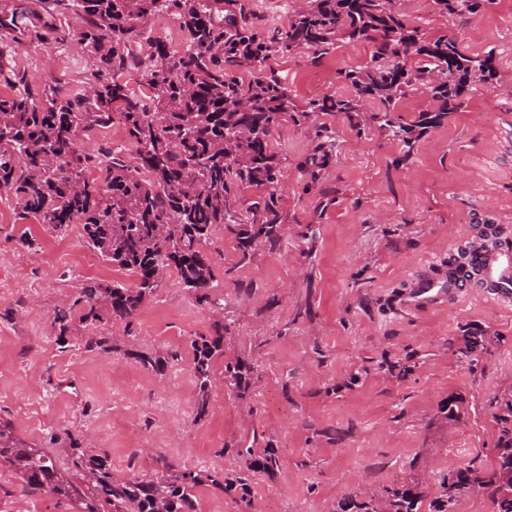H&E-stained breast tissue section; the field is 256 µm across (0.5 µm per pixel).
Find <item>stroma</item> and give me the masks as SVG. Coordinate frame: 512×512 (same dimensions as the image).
Listing matches in <instances>:
<instances>
[{
	"label": "stroma",
	"instance_id": "obj_1",
	"mask_svg": "<svg viewBox=\"0 0 512 512\" xmlns=\"http://www.w3.org/2000/svg\"><path fill=\"white\" fill-rule=\"evenodd\" d=\"M430 35L456 36L473 54L493 52L497 76L440 126L428 129L409 160L378 130L359 134L334 119L336 163L323 185L337 201L321 208L298 164L310 147L306 129L284 122L274 136L285 174L279 194L287 217L279 248H259L241 263L234 242L214 232L213 294L232 322L224 343L254 364L260 378L246 397L214 364L212 410L194 417V337L213 318L196 305L175 271L162 278L131 328L100 325L134 349H179L181 361L157 374L125 350L60 348L55 309L73 302L84 280L133 283L98 258L81 225L65 238L20 216L0 189V423L21 442L48 452L71 471L70 437L106 453L114 476L149 473L160 458L182 467L248 478L259 512H330L341 499L418 481L436 494L448 471L470 461L492 467L493 396L512 390V302L484 297L468 281L455 301L426 311L401 298L420 277L448 274L464 247L489 224L512 226V0L477 14L442 17L434 0H400ZM22 14V36L0 30V65L25 72L30 89L52 81L81 86L88 66L77 41L49 47L33 33L43 23L40 0H0ZM366 43H339L318 63L305 49L270 60L298 101L350 94L339 71L366 62ZM34 240L22 245L21 236ZM481 335L491 354L467 367L455 339ZM272 444L281 467L248 477L224 445ZM0 512H71L49 489L23 490L13 468L0 465Z\"/></svg>",
	"mask_w": 512,
	"mask_h": 512
}]
</instances>
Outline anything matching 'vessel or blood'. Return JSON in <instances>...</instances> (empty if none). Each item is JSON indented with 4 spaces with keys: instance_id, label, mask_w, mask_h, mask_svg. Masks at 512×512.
Wrapping results in <instances>:
<instances>
[{
    "instance_id": "vessel-or-blood-1",
    "label": "vessel or blood",
    "mask_w": 512,
    "mask_h": 512,
    "mask_svg": "<svg viewBox=\"0 0 512 512\" xmlns=\"http://www.w3.org/2000/svg\"><path fill=\"white\" fill-rule=\"evenodd\" d=\"M485 232L487 245L468 252L464 257V264L479 280L486 296L499 302L511 301L512 251L497 245L505 229L497 224L486 227ZM464 286V279L457 275L449 276L445 280L425 278L404 295L403 304L416 311L431 309L447 300L457 298Z\"/></svg>"
}]
</instances>
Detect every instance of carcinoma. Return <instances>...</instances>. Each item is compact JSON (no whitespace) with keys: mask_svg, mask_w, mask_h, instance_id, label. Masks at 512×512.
Returning <instances> with one entry per match:
<instances>
[{"mask_svg":"<svg viewBox=\"0 0 512 512\" xmlns=\"http://www.w3.org/2000/svg\"><path fill=\"white\" fill-rule=\"evenodd\" d=\"M47 19L35 37L62 44L78 37L90 66L82 86L60 93L53 85L34 93L23 73L0 66V85L22 89L0 94V189H9L25 217L63 237L72 224L82 225L87 245L107 263L135 277L128 285L89 279L74 301L82 305L79 323L97 327L106 321L131 325L158 287L157 271L173 269L196 303L212 309V333L194 337L195 419L211 412L214 359H224V383L242 398L259 379L258 370L240 355L224 351L232 323L213 308L215 257L208 250L215 229L236 243L241 262L260 247L277 248L286 215L277 186L282 157L274 134L285 121L313 130L311 148L300 163L310 183L336 157V130L319 115L343 116L360 133L374 127L399 141L403 162L429 128L442 124L480 87L496 76L493 52L469 54L455 38H430L401 11L396 0H307L272 36L253 22L247 0L224 14L223 0H43ZM442 16L475 14L493 0H435ZM75 14L78 32L58 23ZM157 14L177 20L183 49L170 52L151 36ZM343 41L372 46L362 65L339 72L353 89L347 96L324 94L299 103L288 85L265 72L266 61L305 48L318 62ZM236 71L251 74L244 81ZM145 85L150 94L137 91ZM418 87L430 108L409 126L396 115L399 101ZM120 112L133 153L107 149L102 157L86 154L80 132L112 123ZM103 165L102 181L88 178ZM251 190L244 198V190ZM62 348L87 352L116 350L115 339L74 325L71 307L53 316ZM459 359L472 367L490 353L483 336H465L456 347ZM143 367L162 373L181 359L177 349L161 354L141 352ZM497 425L496 466L474 462L448 473L433 512H456L459 499L480 490L495 512H512V491L504 477L512 471V392L490 400ZM68 452L86 488L57 475L51 456L14 441L0 427V464L22 475L25 490L44 486L83 506L82 512H198L199 487L208 486L232 498L240 512H253L246 478L210 470H190L166 458L151 475L112 474L105 453H93L77 440ZM224 452L245 460L247 470L271 475L281 461L271 444L262 448L225 445ZM426 493L417 484L386 488L379 495L339 501L340 512H419Z\"/></svg>","mask_w":512,"mask_h":512,"instance_id":"carcinoma-1","label":"carcinoma"}]
</instances>
